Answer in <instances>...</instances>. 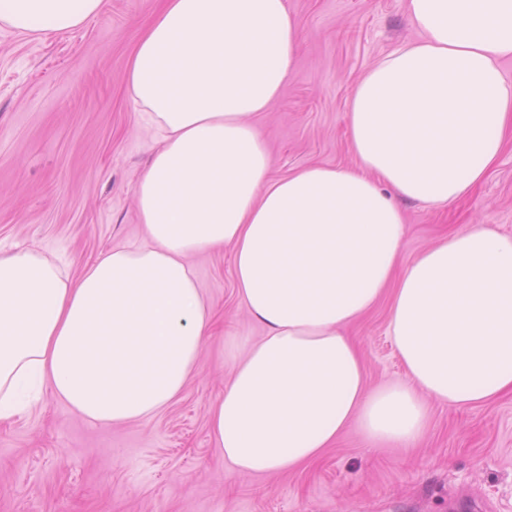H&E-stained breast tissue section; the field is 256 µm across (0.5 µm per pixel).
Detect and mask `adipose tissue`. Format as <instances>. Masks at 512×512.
I'll return each mask as SVG.
<instances>
[{"label": "adipose tissue", "instance_id": "ef3b65f1", "mask_svg": "<svg viewBox=\"0 0 512 512\" xmlns=\"http://www.w3.org/2000/svg\"><path fill=\"white\" fill-rule=\"evenodd\" d=\"M102 0H0V25L67 33ZM418 41L371 67L349 103L359 165L270 176L254 120L294 70L286 0H162L127 84L163 143L135 183L143 245L116 246L79 278L39 251H0V420L50 387L91 421L155 415L194 373L213 322L189 257L233 248L238 297L263 326L233 340L210 414L237 472L294 469L350 424L409 443L429 401L512 390V236L449 234L405 270L393 195L441 206L488 174L512 125V0H408ZM389 297L408 384L369 390L348 324Z\"/></svg>", "mask_w": 512, "mask_h": 512}]
</instances>
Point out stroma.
I'll return each instance as SVG.
<instances>
[{"label":"stroma","instance_id":"stroma-1","mask_svg":"<svg viewBox=\"0 0 512 512\" xmlns=\"http://www.w3.org/2000/svg\"><path fill=\"white\" fill-rule=\"evenodd\" d=\"M302 50L255 122L281 178L309 165L352 167L353 87L419 33L406 0H287ZM157 0H103L67 34L0 26V249L40 250L79 276L102 252L142 242L136 174L159 146L127 85L130 55ZM407 265L448 233L486 224L512 234V130L487 177L440 207L401 202ZM190 263L214 313L196 371L158 414L87 420L44 388L0 422V512H512V393L478 406L430 403L425 434L371 447L357 425L314 461L242 475L221 455L210 410L231 377L235 336L260 338L236 293L230 250ZM381 299L345 333L375 389L407 379Z\"/></svg>","mask_w":512,"mask_h":512}]
</instances>
